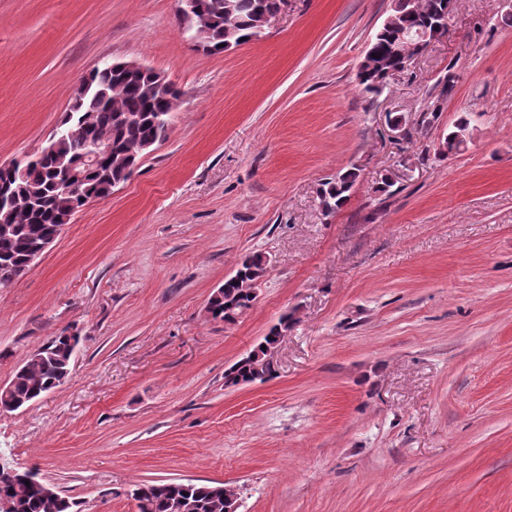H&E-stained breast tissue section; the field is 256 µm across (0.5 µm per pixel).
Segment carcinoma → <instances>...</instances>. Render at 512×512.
<instances>
[{"mask_svg": "<svg viewBox=\"0 0 512 512\" xmlns=\"http://www.w3.org/2000/svg\"><path fill=\"white\" fill-rule=\"evenodd\" d=\"M195 22L208 31L207 50L223 52L250 41L262 14L273 11L276 0H194ZM442 0H397L392 10L394 27L416 30L441 20ZM393 31L375 34L373 49L385 66L397 68L401 61L389 55ZM179 91L174 84L159 88L150 69L130 71L124 62L114 61L96 69L77 88L69 113L61 127L63 138L51 141L46 153L30 155L14 168L0 169V188L7 206L0 210V226L11 228L0 233V288L13 284L26 265L36 239L55 233L70 222L90 198L105 199L112 184L126 182L145 152L163 141L169 129ZM469 121L460 119L444 138L440 155L455 153L467 144ZM90 134L112 140V157L107 165L86 172L78 188L63 194L58 188L61 169L70 161L81 142ZM357 174L346 171L323 184L319 197L325 215L342 208L356 182ZM268 262L261 254L246 257L224 286L209 297L212 319L233 322L235 316L252 306L253 283L267 273ZM293 318L285 315L264 336L262 346L277 342ZM69 338L65 333L53 337L19 367L0 391V406L10 403L29 405L54 390L69 377ZM260 362L246 355L224 374V384L238 386L256 382ZM139 501L138 512H175V504L187 503L192 512H224L237 496L231 486L216 491V486L192 480L145 483L132 491ZM9 498L19 512H78L79 503L41 484L0 481V499Z\"/></svg>", "mask_w": 512, "mask_h": 512, "instance_id": "obj_1", "label": "carcinoma"}]
</instances>
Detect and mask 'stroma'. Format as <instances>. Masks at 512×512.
Here are the masks:
<instances>
[{"label":"stroma","instance_id":"35a3bbf8","mask_svg":"<svg viewBox=\"0 0 512 512\" xmlns=\"http://www.w3.org/2000/svg\"><path fill=\"white\" fill-rule=\"evenodd\" d=\"M392 4L283 0L261 38L209 53L178 0H0V165L105 63L180 92L166 140L0 288V384L80 336L65 384L0 412L14 467L80 512H137L135 485L172 479L233 486L237 512H512V8L456 0L375 95L357 70ZM462 117L465 150L439 156ZM254 253L253 306L210 320ZM287 311L272 377L225 386ZM356 178V172L346 171L323 184L319 197L325 215L332 216L344 206L356 182Z\"/></svg>","mask_w":512,"mask_h":512}]
</instances>
